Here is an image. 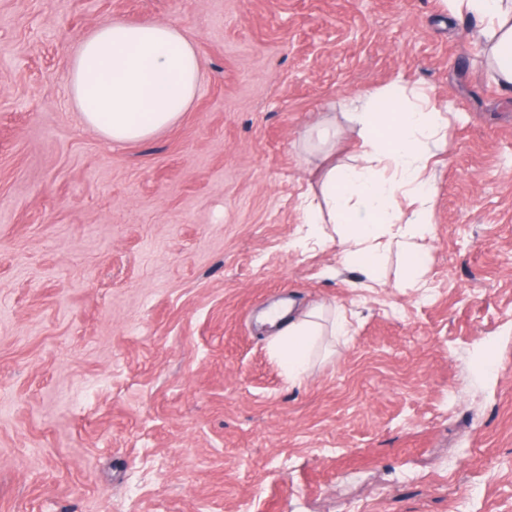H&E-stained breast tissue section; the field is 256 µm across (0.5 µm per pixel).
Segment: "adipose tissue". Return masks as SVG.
<instances>
[{
  "label": "adipose tissue",
  "instance_id": "1",
  "mask_svg": "<svg viewBox=\"0 0 512 512\" xmlns=\"http://www.w3.org/2000/svg\"><path fill=\"white\" fill-rule=\"evenodd\" d=\"M447 4L484 19L478 37L488 69L497 84L512 87V0ZM202 71L194 43L179 28L151 19L111 18L71 50L67 91L87 126L112 143L126 144L177 124L197 96ZM363 98V111L350 115L358 127V153L353 162L330 167L320 194L303 199L301 222L306 238L314 240L320 237L318 225H342L345 258L373 277L391 244H398L406 253L404 276L416 285L426 255L413 238L429 230L431 214L424 202L434 192L426 150L447 145L438 109L429 96L408 94L399 85L364 92ZM400 193L421 199V207L389 208ZM266 320L274 330L272 353L293 383L307 375L324 334H351L345 314L328 315L322 303L286 315L274 308Z\"/></svg>",
  "mask_w": 512,
  "mask_h": 512
}]
</instances>
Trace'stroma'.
<instances>
[{
    "mask_svg": "<svg viewBox=\"0 0 512 512\" xmlns=\"http://www.w3.org/2000/svg\"><path fill=\"white\" fill-rule=\"evenodd\" d=\"M110 17L203 60L140 143L67 93ZM479 25L441 0H0V512H512V88ZM397 81L450 143L420 291L399 249L367 288L299 243L301 196L355 150L348 100ZM281 298L354 328L299 384L259 320Z\"/></svg>",
    "mask_w": 512,
    "mask_h": 512,
    "instance_id": "35a3bbf8",
    "label": "stroma"
}]
</instances>
